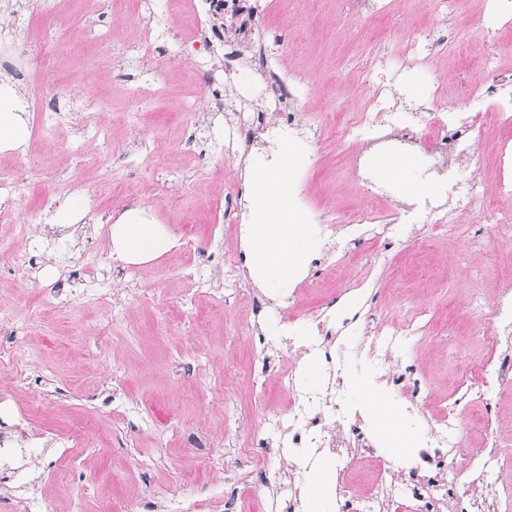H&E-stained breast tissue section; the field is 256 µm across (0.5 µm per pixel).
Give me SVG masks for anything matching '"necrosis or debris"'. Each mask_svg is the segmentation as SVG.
<instances>
[{
	"label": "necrosis or debris",
	"instance_id": "obj_1",
	"mask_svg": "<svg viewBox=\"0 0 512 512\" xmlns=\"http://www.w3.org/2000/svg\"><path fill=\"white\" fill-rule=\"evenodd\" d=\"M201 2L205 17L197 21L191 43L206 52L223 47L224 72L230 78L235 75L236 61L247 60L250 80L263 84L274 102L273 108L241 119L238 128L228 134L226 152L233 155L242 148L253 165L280 164L276 138L295 134L303 121L293 76L269 63L266 34L256 23L265 7L259 0ZM454 37L447 28L420 30L407 37L403 54L408 62L426 64L439 54L442 44ZM364 82L370 90L365 108L347 118L336 131L337 150L352 152L354 167L373 199L372 204L349 217V232L359 234L366 224L402 231L424 219L447 223V213L435 202L441 192L438 181H428L427 195L418 200L391 204L387 201L388 190L373 179L374 160L380 155L426 153L436 172L453 178L472 159L487 127L503 131L494 149L496 192L512 200V91H506L503 83L486 81L479 85L486 102L482 123L454 111L434 112L427 124L430 137L424 140L403 122L404 106L396 81L378 83L368 76ZM479 317L491 349L486 356L469 361L467 389L485 399L494 385L512 382V282H501L495 301L481 310ZM313 322L306 336L291 335L289 326H282L281 341L288 348V364L280 373V385L286 394L287 411L262 421L265 430L276 433V440L261 438L250 443L252 482L268 489L270 512H301L306 478L325 457L336 467V478L329 488V502L335 512H503L505 504L497 483L503 461L512 456V449L502 446L491 432L485 435L484 448L474 451L469 459L472 483L481 487V496H450L458 480L455 459L462 446L460 422L455 411L448 408L427 414L426 387L403 382L400 358L409 339V326L362 324L350 312L321 313ZM358 323L369 341L367 350L354 352L339 337ZM310 359L316 360L323 372L324 381L317 387L307 386L303 380L304 363ZM362 368L376 385L398 393V417L415 426L421 437L408 465H378L369 487L358 495L347 475L358 463L379 453L361 407L349 398L350 383ZM269 457L287 459L288 469H270L265 464ZM35 468L32 455L20 446L11 425H0V487L15 490L16 512H54L48 499L18 491Z\"/></svg>",
	"mask_w": 512,
	"mask_h": 512
}]
</instances>
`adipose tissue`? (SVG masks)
<instances>
[{
	"instance_id": "1",
	"label": "adipose tissue",
	"mask_w": 512,
	"mask_h": 512,
	"mask_svg": "<svg viewBox=\"0 0 512 512\" xmlns=\"http://www.w3.org/2000/svg\"><path fill=\"white\" fill-rule=\"evenodd\" d=\"M15 90L0 83V151L23 148L29 128L17 110ZM300 159L285 150L280 170H250L246 176L252 187L251 222L248 226L247 268L262 287L286 290L308 255L310 230L294 215L290 205L288 174ZM111 252L126 264L148 265L178 248L179 241L167 225L148 220L141 208L121 212L110 225ZM372 417L387 447L406 445L403 426L388 399L368 391Z\"/></svg>"
}]
</instances>
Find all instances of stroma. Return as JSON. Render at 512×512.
I'll return each instance as SVG.
<instances>
[{
  "label": "stroma",
  "mask_w": 512,
  "mask_h": 512,
  "mask_svg": "<svg viewBox=\"0 0 512 512\" xmlns=\"http://www.w3.org/2000/svg\"><path fill=\"white\" fill-rule=\"evenodd\" d=\"M150 38H143L139 0H0V28L12 29L5 79L21 99L51 83L56 99L44 111L57 117L32 132L21 151L0 152V169L15 172L11 219H0V254L37 256L30 268L0 265V317L18 325L10 344L18 371L0 372V416L29 410L34 428L76 432L78 446L57 462L53 443L36 440L31 453L53 467L35 476L31 492L52 500L56 512H121L131 497H154L165 512L197 500L237 492L238 512H262L264 490L251 487L238 462L264 414L284 411L276 376L260 373L261 347L251 327L254 288L236 265L230 232L220 231L225 196L242 185L239 158L224 151L223 112L210 106V80H223L224 55L194 51L183 37L195 19L183 0H151ZM265 29L282 34L269 44L273 64L295 75L305 114V189L312 211L332 226L331 239L312 238V251L336 252L320 268H303L308 283L295 299L271 295L268 318L293 309L310 321L327 302L348 309L370 304L373 321L419 323L406 350L431 392L457 401L459 418H487L512 446V385L491 407L466 398L465 367L488 351L477 316L468 314L473 289L492 300L501 275L512 274V238H499L478 213L457 224H431L405 233L393 251L354 247L342 220L364 194L323 129L337 115L360 112L367 99L364 70L394 71L402 46L393 17L365 21L340 0H271ZM456 38L431 65L412 66L400 92L417 112L425 134L427 107L462 108L481 116L485 101L466 93L481 75L470 58L488 49L495 32L505 50L497 79L512 75V14L483 13L481 0H445ZM446 87L443 100L421 93ZM83 193L85 216L59 233L44 198ZM139 207L176 236L193 229L194 241L149 266L120 264L110 249L105 220ZM32 233L21 237L17 224ZM220 251L224 262L203 263L201 252ZM86 267L98 294L72 308L48 310L59 270ZM120 371L130 402L152 406L160 430L132 427L103 399ZM204 430L211 445L197 448ZM151 460V481L142 478Z\"/></svg>",
  "instance_id": "35a3bbf8"
}]
</instances>
